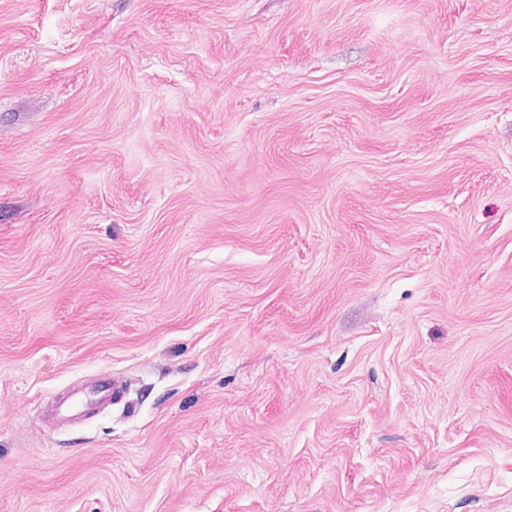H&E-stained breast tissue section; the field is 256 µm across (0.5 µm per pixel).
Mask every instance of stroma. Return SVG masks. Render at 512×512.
Here are the masks:
<instances>
[{
  "instance_id": "stroma-1",
  "label": "stroma",
  "mask_w": 512,
  "mask_h": 512,
  "mask_svg": "<svg viewBox=\"0 0 512 512\" xmlns=\"http://www.w3.org/2000/svg\"><path fill=\"white\" fill-rule=\"evenodd\" d=\"M0 512H512V0H0ZM122 387L110 377H101L88 391H75L56 404L51 422L80 414L91 403L99 407L111 406L121 394Z\"/></svg>"
}]
</instances>
